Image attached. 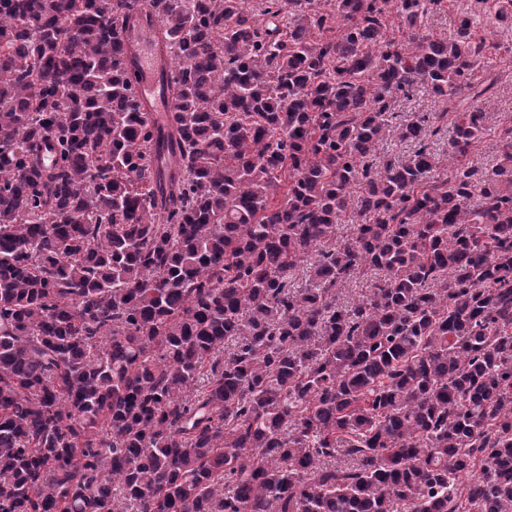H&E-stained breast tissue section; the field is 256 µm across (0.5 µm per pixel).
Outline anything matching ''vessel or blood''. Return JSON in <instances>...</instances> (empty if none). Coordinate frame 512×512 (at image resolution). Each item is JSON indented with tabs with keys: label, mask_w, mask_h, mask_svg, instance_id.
Segmentation results:
<instances>
[{
	"label": "vessel or blood",
	"mask_w": 512,
	"mask_h": 512,
	"mask_svg": "<svg viewBox=\"0 0 512 512\" xmlns=\"http://www.w3.org/2000/svg\"><path fill=\"white\" fill-rule=\"evenodd\" d=\"M126 39L134 49L131 84L139 99L148 105L152 121L159 126L167 125L169 100L160 81L156 32L152 27L141 24L128 32Z\"/></svg>",
	"instance_id": "obj_1"
}]
</instances>
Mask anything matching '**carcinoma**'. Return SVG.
Listing matches in <instances>:
<instances>
[{"label": "carcinoma", "mask_w": 512, "mask_h": 512, "mask_svg": "<svg viewBox=\"0 0 512 512\" xmlns=\"http://www.w3.org/2000/svg\"><path fill=\"white\" fill-rule=\"evenodd\" d=\"M443 2L0 0V512H512V123L464 163L494 81ZM471 0H447L448 7L444 12L429 15L424 20L422 31L433 38H448L454 30L457 14L468 7ZM126 40L134 48L135 55L131 84L139 99L149 106L152 121L167 126L169 100L163 94L160 81L156 32L145 24L136 25L126 34ZM393 112H401L402 119H413L415 115L442 112L448 102L438 98L429 85H419L409 96H398L392 104Z\"/></svg>", "instance_id": "carcinoma-1"}]
</instances>
